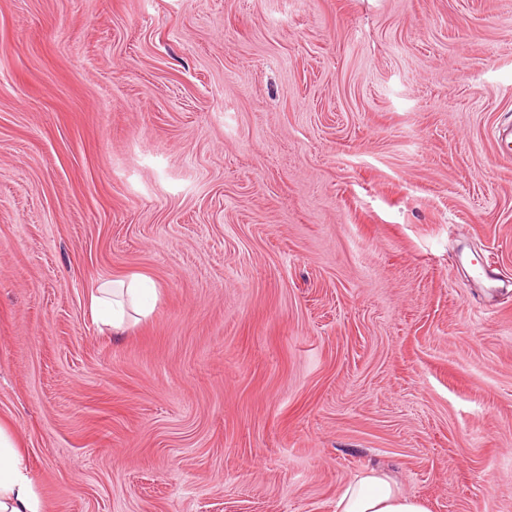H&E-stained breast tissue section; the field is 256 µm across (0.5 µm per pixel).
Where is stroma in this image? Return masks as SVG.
I'll use <instances>...</instances> for the list:
<instances>
[{"label":"stroma","mask_w":512,"mask_h":512,"mask_svg":"<svg viewBox=\"0 0 512 512\" xmlns=\"http://www.w3.org/2000/svg\"><path fill=\"white\" fill-rule=\"evenodd\" d=\"M508 126L512 0H0V420L45 512H335L371 468L512 512ZM141 274H131L118 280H103L89 292L88 313L100 332L122 336L139 322L148 311L141 305Z\"/></svg>","instance_id":"stroma-1"}]
</instances>
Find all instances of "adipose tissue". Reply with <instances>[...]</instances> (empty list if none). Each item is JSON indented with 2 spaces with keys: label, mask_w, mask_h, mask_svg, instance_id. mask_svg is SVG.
I'll use <instances>...</instances> for the list:
<instances>
[{
  "label": "adipose tissue",
  "mask_w": 512,
  "mask_h": 512,
  "mask_svg": "<svg viewBox=\"0 0 512 512\" xmlns=\"http://www.w3.org/2000/svg\"><path fill=\"white\" fill-rule=\"evenodd\" d=\"M138 274L104 280L89 292L87 309L100 332L120 336L139 321ZM0 512H45L37 481L25 462L22 444L0 421ZM336 512H430L419 497L405 493L387 473L370 469L349 482L336 499Z\"/></svg>",
  "instance_id": "adipose-tissue-1"
}]
</instances>
